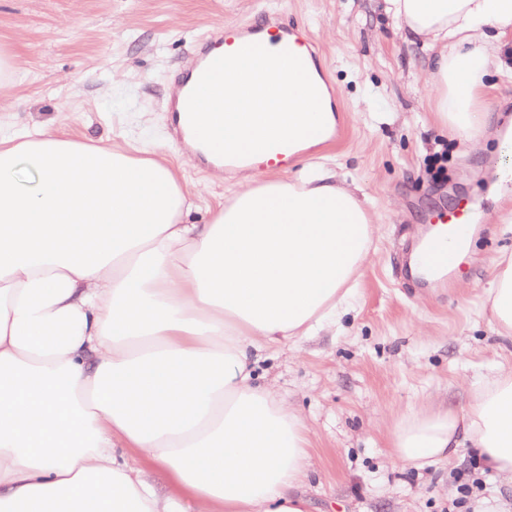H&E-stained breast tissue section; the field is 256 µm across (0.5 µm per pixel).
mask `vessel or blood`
Returning a JSON list of instances; mask_svg holds the SVG:
<instances>
[{
    "mask_svg": "<svg viewBox=\"0 0 512 512\" xmlns=\"http://www.w3.org/2000/svg\"><path fill=\"white\" fill-rule=\"evenodd\" d=\"M252 43L296 53L307 66L313 64L316 56L311 41L300 36L297 23L279 15L268 16L260 24L228 25L216 36L200 39L193 51L192 65L175 76L176 92L166 105L172 133L181 145L196 142L191 126L186 122L187 102L203 72L216 58L235 53ZM429 224L430 236L412 260L423 275L425 285L433 287L454 276L469 240L471 213L459 208L438 212L430 217Z\"/></svg>",
    "mask_w": 512,
    "mask_h": 512,
    "instance_id": "b4317fda",
    "label": "vessel or blood"
}]
</instances>
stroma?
<instances>
[{
	"mask_svg": "<svg viewBox=\"0 0 512 512\" xmlns=\"http://www.w3.org/2000/svg\"><path fill=\"white\" fill-rule=\"evenodd\" d=\"M271 13L297 22L315 44L347 129L307 160L336 162L339 180L367 197L377 227L337 324L257 365L310 431L303 491L312 512H475L478 501L503 494V477L467 449L452 465L415 469L393 457L390 438L401 415L441 401L461 407L497 366H512V340L485 312L489 270L512 251V181L489 190L498 134L512 121V80L502 73L512 47L484 78L489 123L473 149L436 121L423 80L428 56L383 0H0V42L18 60L14 81L0 88V133L46 128L135 156L152 151L190 196L186 223H208L234 178L213 179L170 137L173 76L197 39ZM304 161L254 171L285 178ZM456 206L474 218L471 253L454 287H419L406 275V247L432 213ZM477 478L484 489L463 495Z\"/></svg>",
	"mask_w": 512,
	"mask_h": 512,
	"instance_id": "35a3bbf8",
	"label": "stroma"
}]
</instances>
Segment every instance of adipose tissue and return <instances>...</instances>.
Here are the masks:
<instances>
[{
  "instance_id": "1",
  "label": "adipose tissue",
  "mask_w": 512,
  "mask_h": 512,
  "mask_svg": "<svg viewBox=\"0 0 512 512\" xmlns=\"http://www.w3.org/2000/svg\"><path fill=\"white\" fill-rule=\"evenodd\" d=\"M430 59L437 118L470 147L483 78L512 39V0H384ZM174 171L47 129L0 139V512H310L309 431L262 353L347 305L373 214L321 163L244 177L188 224ZM512 338V255L487 290ZM470 448L512 479V366L463 409L400 417L392 454L417 469Z\"/></svg>"
}]
</instances>
